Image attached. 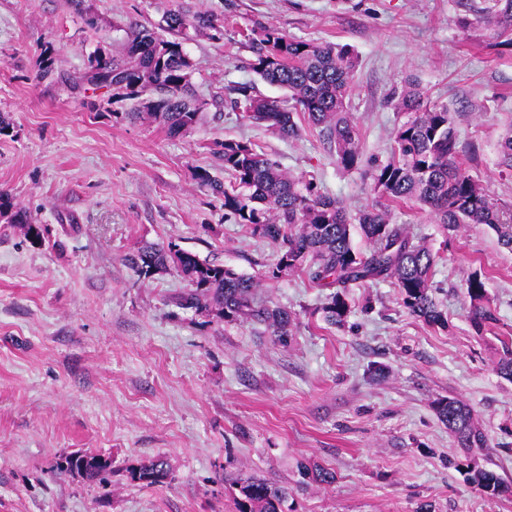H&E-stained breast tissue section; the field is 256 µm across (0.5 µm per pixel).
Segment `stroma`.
Here are the masks:
<instances>
[{"label":"stroma","mask_w":512,"mask_h":512,"mask_svg":"<svg viewBox=\"0 0 512 512\" xmlns=\"http://www.w3.org/2000/svg\"><path fill=\"white\" fill-rule=\"evenodd\" d=\"M183 3L84 0L80 14L70 0H0V115L11 127L0 190L40 227L33 240L0 218V512H235L228 479L239 473L287 487L293 512L425 502L512 512V495L488 499L449 468L465 452L431 407L438 397L467 404L486 443L466 453L512 481V381L496 371L512 339V251L494 232L447 231L422 206L391 204L412 241L438 254L433 297L448 326L408 314L389 281L352 289L349 314L331 325L329 289L301 271L267 278L276 246L225 220L222 199L195 179L200 167L223 177L218 142L244 139L350 214L378 200L317 132L283 139L234 107L242 85L283 94L250 67L244 35L262 23L356 53L348 107L364 164L386 161L398 122L387 96L414 82L458 112V137L477 154L467 173L512 205V171L497 158L512 124V47L463 33L452 0H196L223 18L224 39L194 31L183 44L202 104L190 134L130 119L134 100L80 89L90 53L120 55L129 23L158 26ZM147 242L260 279L268 304L296 314L293 336L281 344L264 324L181 308L189 284L176 268L145 277L128 265ZM475 272L498 318L483 333L465 291ZM74 452L111 458V473L56 475ZM156 457L168 483L132 480L130 467ZM304 466L333 470L335 483H303Z\"/></svg>","instance_id":"35a3bbf8"}]
</instances>
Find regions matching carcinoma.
Listing matches in <instances>:
<instances>
[{"label": "carcinoma", "mask_w": 512, "mask_h": 512, "mask_svg": "<svg viewBox=\"0 0 512 512\" xmlns=\"http://www.w3.org/2000/svg\"><path fill=\"white\" fill-rule=\"evenodd\" d=\"M454 7L456 24L462 31L482 28L496 44L512 46V0H454ZM159 29L171 38L137 23L130 25L122 58L94 51L84 80L93 90L104 88L115 96L138 100L131 116L158 122L171 135H186L197 124L199 107L192 91L193 64L181 39L191 29H210L214 31L212 38L220 41L224 39V24L188 6L164 15ZM245 39L253 49L252 70L266 83L288 91L292 105L288 107L274 97L253 96L243 86L235 101L243 116L290 139L300 134L296 117L301 115L333 149L340 169H360V135L347 104L357 66L354 52L344 45L293 40L273 25H263ZM388 103L402 120L393 130L389 158L365 170L378 196L392 202L416 201L450 231L464 224H483L501 245L512 250V206L492 198L479 179L463 170L468 155L456 132V113L429 101L410 82L392 91ZM497 151L499 165L512 170V132L500 138ZM219 156L227 179L221 182L203 168L196 170L195 178L200 186L223 198L226 220L280 243V255L268 270L269 278L302 270L312 282L336 289L324 307L327 320L333 324L343 322L349 312L345 300L348 289L388 279L398 288L411 316L430 326H446L430 294L436 255L426 245L413 243L405 228L392 222L387 208L378 205L352 217L341 201L322 194L314 179L304 181L288 173L268 154L244 141L224 140ZM0 216L10 217L27 237H39L38 225L23 220L12 199L2 191ZM355 229L369 243L368 252L355 248ZM129 262L146 274L163 270L170 263L177 267L191 286L179 297L185 308L205 310L224 319L261 322L276 341L288 336L294 322L287 310L255 302L259 280L171 243L146 245ZM466 294L477 330L498 321L479 274L467 279ZM497 371L512 379L509 344L502 346ZM433 409L459 447L484 445L485 436L464 402L439 398ZM448 465L489 499L509 491L501 476L468 459L453 457ZM111 466L109 458L76 454L60 458L56 471L101 480ZM130 475L145 486H159L167 482L169 470L158 458L131 467ZM232 484L237 490L236 512H290L284 486L243 474Z\"/></svg>", "instance_id": "obj_1"}]
</instances>
